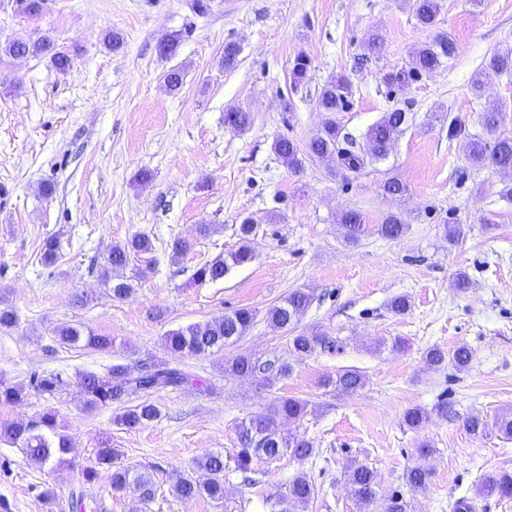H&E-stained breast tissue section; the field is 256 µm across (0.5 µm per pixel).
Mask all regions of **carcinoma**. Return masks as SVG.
Here are the masks:
<instances>
[{
	"label": "carcinoma",
	"instance_id": "carcinoma-1",
	"mask_svg": "<svg viewBox=\"0 0 512 512\" xmlns=\"http://www.w3.org/2000/svg\"><path fill=\"white\" fill-rule=\"evenodd\" d=\"M439 0H413V11L418 25L431 28L436 24L440 12ZM457 46L449 35H441L435 41L418 47L413 53L415 74L429 73L440 67L445 61L455 57ZM5 52L14 56L47 55L59 71L70 65L69 57L56 50L51 38L43 36L33 42L14 40L5 46ZM310 61L307 57H295L290 72L291 82L300 84L307 76ZM512 74V48L494 53L475 74L472 89H482L485 80L491 76ZM353 94V85L349 76L338 74L332 77L321 89L318 106L330 115L320 131L308 144L301 147L286 137L276 139L272 149L277 158L291 171L303 167L305 157H334L341 170L357 172L366 164L384 159L394 143L396 136L408 123V113L402 109H393L384 113L357 139L350 132L342 131L337 124L335 114L344 111ZM504 113L497 108H490L481 113V126L484 136L478 139L464 133L461 122L454 120L448 126L452 138H462L466 158L475 166L489 167L499 171H512V131L504 128ZM224 122L237 131L246 130L251 124V115L240 109L224 113ZM340 226L344 238L356 242L366 232L361 213L347 211L342 214ZM405 225L402 218L387 214L382 223L376 225V232L383 237L393 239L403 234ZM253 224L245 220L239 227V247L225 257L218 256L203 263L194 273L197 282H217L232 266H242L254 258L251 247ZM153 251V244L148 235L139 233L124 245L112 247L104 263L99 266L98 277L102 285L108 288L112 298L124 300L134 291L131 280L119 274L129 265L130 256L148 255ZM313 300V293L305 288H296L278 304L266 311L267 320L278 329L292 333L291 351L296 354H311L318 346H327L326 337L307 336L295 333L296 325ZM256 311L248 307L229 310L223 315L205 322L194 323L186 327L169 331L165 335V348L172 354L211 355L224 350V347L239 341L252 327ZM57 340L66 346L87 347L106 350L112 347V337L96 335L84 331L75 325H62L55 330ZM472 360V351L465 345L448 353L440 347H433L425 354V363L429 367L441 369L452 364L457 370L466 369ZM229 370L246 378L262 377L265 383L286 376L291 366L280 360L260 362L251 354H239L229 364ZM199 378L180 366L169 362L142 364L133 369L126 364L117 363L110 366L103 374L86 371L77 377L76 385L87 410H96L114 403L124 404L133 396L140 397V402L128 406L118 417L117 422L128 428L143 427L160 416V409L149 400L155 390L177 389L194 384ZM69 385L64 373L54 370L33 371L25 383H15L0 375V406H15L24 401L29 392L41 396L53 397ZM324 386H334L345 393H354L364 385V377L354 368H344L336 377H327ZM307 403L292 397L275 398L267 409L247 421L241 422L237 432V448L233 456L235 471L248 474L254 471L255 461L265 458L277 459L289 451L298 457L312 454L311 443L298 435L284 434L280 423L285 420H298L306 413ZM466 431L478 438L492 433L504 439H512V412L497 415L493 421L479 415L465 421ZM0 441L7 442L23 451L31 459L41 463H52L53 468L61 469L69 465L67 455L72 449V442L57 423L54 410L49 409L27 420H14L0 423ZM119 449L105 442L97 449L93 466L84 472V480L92 483L106 478L113 491L127 490L149 500L154 495V480L147 471H134L121 465ZM199 469L205 471L206 478L199 480L184 473H178L171 486L172 493L182 501L207 499L216 504L224 502V454L208 452L198 461ZM431 479V471L421 466H414L405 474L406 484L413 489H423ZM347 484L351 497L357 504L367 506L376 497V476L365 465L350 467L347 471ZM477 495L487 497L497 495L501 498L512 497V472L507 470L486 475ZM315 497V485L304 474L296 476L288 484V499L306 504Z\"/></svg>",
	"mask_w": 512,
	"mask_h": 512
}]
</instances>
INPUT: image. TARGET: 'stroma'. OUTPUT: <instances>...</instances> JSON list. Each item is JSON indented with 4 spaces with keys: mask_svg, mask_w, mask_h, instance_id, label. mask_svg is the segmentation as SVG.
<instances>
[{
    "mask_svg": "<svg viewBox=\"0 0 512 512\" xmlns=\"http://www.w3.org/2000/svg\"><path fill=\"white\" fill-rule=\"evenodd\" d=\"M193 0H44L35 17L17 0H0V302L15 311L14 328L0 331V373L16 382L33 370L105 372L115 363L166 360L167 331L204 322L224 311H256L253 326L215 356H184L183 367L203 387L164 389L150 399L159 418L139 429L114 423L119 404L87 411L77 386L47 399L0 407V422L54 409L73 441L71 464L53 470L0 442V512H72L70 489L84 494V512H382L385 498L401 491L409 512H454L467 501L472 512H512V498L477 496L489 473L512 471V440L469 435L472 415L512 410V172L473 167L448 124L461 118L471 135L480 116L502 108L512 131V75L474 93L471 77L493 53L512 45V0H442L437 24L418 26L411 0H210L206 13ZM123 38L120 50L103 40ZM381 39L379 53L364 43ZM458 47L454 59L429 74L409 69L416 47L440 34ZM180 37L177 53L161 56L166 36ZM49 36L71 65L58 71L49 57H14L12 40ZM236 44L237 64L224 68L225 44ZM310 67L292 85L297 55ZM181 69L183 83L169 90L165 76ZM406 71L390 85L389 72ZM350 76L354 92L337 113L344 131L362 135L392 108L409 114L385 160L358 172L331 159H306L300 172L283 166L271 149L281 136L306 144L325 115L317 100L333 76ZM252 115L239 132L226 126L227 109ZM150 171V182L138 180ZM390 177L406 183L405 197L382 191ZM53 187L43 195L41 184ZM356 210L366 224L400 214L406 230L396 239L368 232L346 242L342 213ZM254 219L255 257L230 268L223 280L192 283L196 268L239 246L238 228ZM209 232H201V225ZM460 225L448 240L445 228ZM153 243L150 259L131 258L141 269L133 293L108 296L95 270L112 246L134 234ZM60 242L54 264H44L46 238ZM190 244L171 262L169 242ZM466 273L468 287L457 285ZM295 288L314 299L297 326L327 336L328 348L291 353L287 333L273 328L267 309ZM407 296L405 314L390 300ZM78 324L112 336L110 350L71 348L53 334ZM467 345L466 370H436L427 350ZM290 362L287 377L266 386L226 372L235 356ZM366 378L356 393L322 385L342 367ZM308 404L289 431L308 439L305 458L286 454L255 464L253 482L227 471L225 505L184 502L173 496L176 473L204 478L195 466L209 451L231 456L238 425L275 397ZM448 405L438 416L437 403ZM428 417L420 428L403 423L406 410ZM119 448L121 463L148 470L155 495L114 492L105 481L82 479L101 441ZM432 453H418L421 444ZM363 464L374 471L378 497L360 508L348 495L345 473ZM430 469L426 488L411 489L408 468ZM306 474L316 486L308 504L287 499L288 483ZM55 488L56 502L42 493Z\"/></svg>",
    "mask_w": 512,
    "mask_h": 512,
    "instance_id": "stroma-1",
    "label": "stroma"
}]
</instances>
